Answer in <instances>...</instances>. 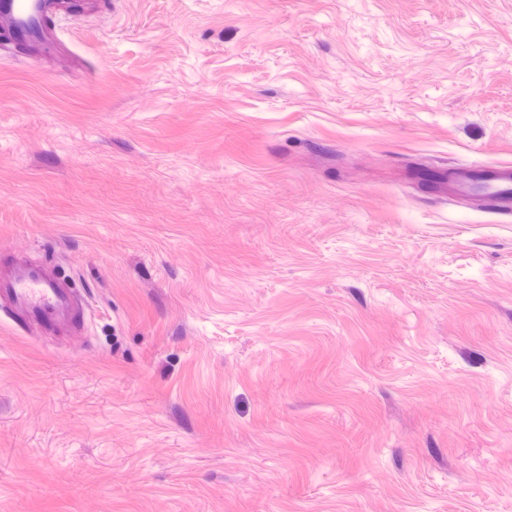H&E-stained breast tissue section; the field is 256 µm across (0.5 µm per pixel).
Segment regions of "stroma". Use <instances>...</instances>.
<instances>
[{"label":"stroma","instance_id":"1","mask_svg":"<svg viewBox=\"0 0 512 512\" xmlns=\"http://www.w3.org/2000/svg\"><path fill=\"white\" fill-rule=\"evenodd\" d=\"M0 41V512H512V0H101ZM439 189L448 192V196L469 191L481 184L487 192L489 204L501 211H512V164L467 167L448 172L447 179L429 177ZM4 294L10 304L46 316L54 312L62 297L54 282L37 274L15 278L9 288H3L1 281L0 297Z\"/></svg>","mask_w":512,"mask_h":512}]
</instances>
